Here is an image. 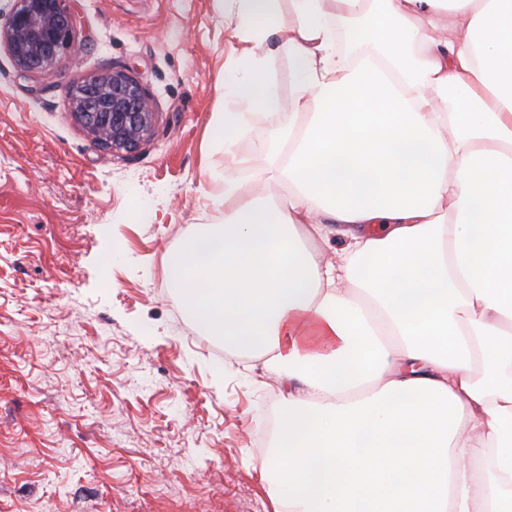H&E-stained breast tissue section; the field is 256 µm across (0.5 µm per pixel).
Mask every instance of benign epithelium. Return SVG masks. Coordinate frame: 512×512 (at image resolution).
Listing matches in <instances>:
<instances>
[{
	"label": "benign epithelium",
	"instance_id": "7a95c632",
	"mask_svg": "<svg viewBox=\"0 0 512 512\" xmlns=\"http://www.w3.org/2000/svg\"><path fill=\"white\" fill-rule=\"evenodd\" d=\"M64 0H16L0 45L18 75L46 76L82 43ZM69 112L92 142L114 153H135L153 134L155 112L144 84L125 66L107 67L69 88Z\"/></svg>",
	"mask_w": 512,
	"mask_h": 512
}]
</instances>
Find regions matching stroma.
I'll use <instances>...</instances> for the list:
<instances>
[{
	"mask_svg": "<svg viewBox=\"0 0 512 512\" xmlns=\"http://www.w3.org/2000/svg\"><path fill=\"white\" fill-rule=\"evenodd\" d=\"M89 37L26 93L0 47V512H273L252 450L262 359L200 335L165 254L220 221L209 124L230 32L214 0H65ZM128 66L156 112L132 155L95 145L68 90ZM273 124L237 136L243 176Z\"/></svg>",
	"mask_w": 512,
	"mask_h": 512,
	"instance_id": "stroma-1",
	"label": "stroma"
}]
</instances>
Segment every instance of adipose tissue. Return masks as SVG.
Here are the masks:
<instances>
[{
    "label": "adipose tissue",
    "mask_w": 512,
    "mask_h": 512,
    "mask_svg": "<svg viewBox=\"0 0 512 512\" xmlns=\"http://www.w3.org/2000/svg\"><path fill=\"white\" fill-rule=\"evenodd\" d=\"M215 2L224 221L165 263L196 329L288 388L274 512H512V0ZM257 110L283 120L249 185ZM271 77L279 95L284 100H288L294 92L295 83L287 50H281L278 58L274 62ZM254 112L257 113L253 117L252 124L236 136L239 155L244 167L241 176L250 179L257 176L266 166L265 160L257 151V146L266 137L274 119L264 114V111Z\"/></svg>",
    "instance_id": "1"
}]
</instances>
